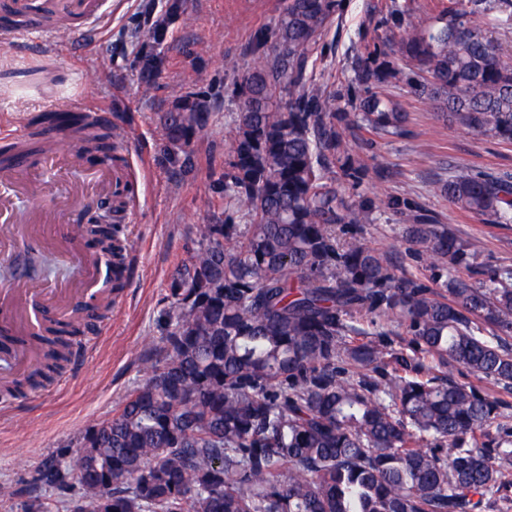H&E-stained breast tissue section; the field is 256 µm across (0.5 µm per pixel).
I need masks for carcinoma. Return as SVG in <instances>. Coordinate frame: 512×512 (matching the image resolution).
<instances>
[{
	"label": "carcinoma",
	"mask_w": 512,
	"mask_h": 512,
	"mask_svg": "<svg viewBox=\"0 0 512 512\" xmlns=\"http://www.w3.org/2000/svg\"><path fill=\"white\" fill-rule=\"evenodd\" d=\"M339 5L288 0L256 35L214 185L224 221L195 225L143 382L84 429L74 455L39 469L58 489L79 473L88 512H512V402L454 376L462 367L512 394V266L480 265L434 214L391 197L430 259L428 282L408 276L357 243L375 204L344 195L367 175L346 130L404 132L407 113L379 91L396 76L423 105L512 144V54L494 37L512 26V0H439L398 41L395 14L344 89L307 78ZM207 121L200 94L174 100L173 165L186 166ZM61 131L123 162V136L88 113ZM435 191L483 224H512V177L460 166ZM124 208L118 197L113 223L75 225L115 273L113 292ZM461 266L468 278L447 275ZM83 333L76 320L45 324L38 366L0 392L51 382Z\"/></svg>",
	"instance_id": "1"
}]
</instances>
